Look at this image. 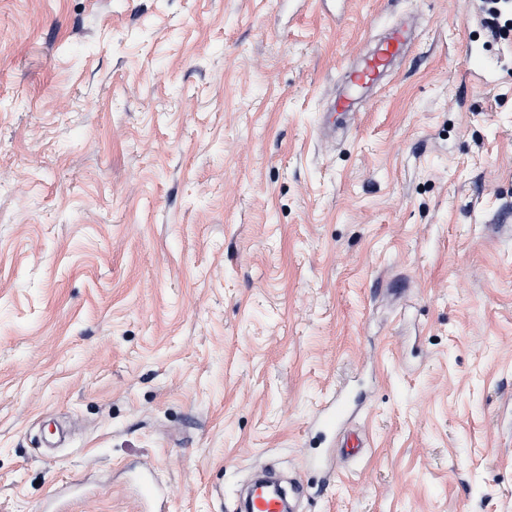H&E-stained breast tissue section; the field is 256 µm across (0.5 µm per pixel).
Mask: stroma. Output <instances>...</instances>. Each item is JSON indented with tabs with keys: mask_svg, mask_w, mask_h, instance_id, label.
I'll return each mask as SVG.
<instances>
[{
	"mask_svg": "<svg viewBox=\"0 0 512 512\" xmlns=\"http://www.w3.org/2000/svg\"><path fill=\"white\" fill-rule=\"evenodd\" d=\"M478 29L472 0H0V512H236L262 463L303 512H512V64L472 67ZM339 392L354 458L314 424ZM411 33L404 25L393 27L385 40L345 74L346 91L328 103L329 112L339 116L350 114L359 102L358 94L370 90L388 70L396 57L404 54L411 43Z\"/></svg>",
	"mask_w": 512,
	"mask_h": 512,
	"instance_id": "obj_1",
	"label": "stroma"
}]
</instances>
